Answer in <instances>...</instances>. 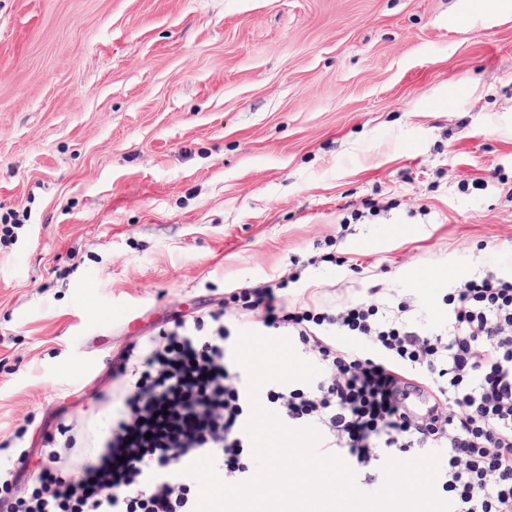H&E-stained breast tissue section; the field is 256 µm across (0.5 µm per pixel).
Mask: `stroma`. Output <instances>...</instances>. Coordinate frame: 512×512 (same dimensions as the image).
I'll return each mask as SVG.
<instances>
[{
    "label": "stroma",
    "mask_w": 512,
    "mask_h": 512,
    "mask_svg": "<svg viewBox=\"0 0 512 512\" xmlns=\"http://www.w3.org/2000/svg\"><path fill=\"white\" fill-rule=\"evenodd\" d=\"M511 187L512 0H0V439L107 428L129 342L300 263L290 303L445 325L427 281L512 277ZM30 213L27 208L13 209L6 213H0V239L17 240L20 232H26L27 221Z\"/></svg>",
    "instance_id": "1"
}]
</instances>
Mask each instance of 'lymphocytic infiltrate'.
<instances>
[{
    "mask_svg": "<svg viewBox=\"0 0 512 512\" xmlns=\"http://www.w3.org/2000/svg\"><path fill=\"white\" fill-rule=\"evenodd\" d=\"M300 279L236 289L129 343L112 361V427L86 442L99 448L95 460L63 463L76 446L66 418L38 453L14 432L0 512H193L197 484L180 469L207 454L224 481L249 480L250 405L232 320L288 337L320 368L312 383H270L259 399L289 427L314 426L319 451L343 458L357 487L377 483L387 459L437 451L436 486L452 512H512V279L490 271L441 289V329L415 298L374 288L333 306H288ZM417 383L428 403L410 414Z\"/></svg>",
    "mask_w": 512,
    "mask_h": 512,
    "instance_id": "1",
    "label": "lymphocytic infiltrate"
}]
</instances>
